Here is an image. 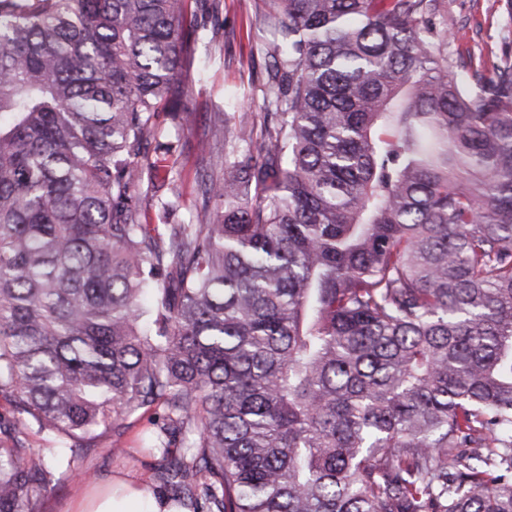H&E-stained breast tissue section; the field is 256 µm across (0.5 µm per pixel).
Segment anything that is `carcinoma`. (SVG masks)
<instances>
[{"label":"carcinoma","mask_w":512,"mask_h":512,"mask_svg":"<svg viewBox=\"0 0 512 512\" xmlns=\"http://www.w3.org/2000/svg\"><path fill=\"white\" fill-rule=\"evenodd\" d=\"M263 2L277 123L216 122L172 224L182 0H0V512L156 407L192 512H512V57L459 76L447 0Z\"/></svg>","instance_id":"cac0c4a2"}]
</instances>
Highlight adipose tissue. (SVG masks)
Wrapping results in <instances>:
<instances>
[{
  "label": "adipose tissue",
  "mask_w": 512,
  "mask_h": 512,
  "mask_svg": "<svg viewBox=\"0 0 512 512\" xmlns=\"http://www.w3.org/2000/svg\"><path fill=\"white\" fill-rule=\"evenodd\" d=\"M75 512H180L175 502L123 475L83 497Z\"/></svg>",
  "instance_id": "ef3b65f1"
}]
</instances>
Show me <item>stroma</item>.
<instances>
[{
    "instance_id": "1",
    "label": "stroma",
    "mask_w": 512,
    "mask_h": 512,
    "mask_svg": "<svg viewBox=\"0 0 512 512\" xmlns=\"http://www.w3.org/2000/svg\"><path fill=\"white\" fill-rule=\"evenodd\" d=\"M448 54L459 72L473 75L484 72L492 61L512 53V9L506 0H447ZM262 0H184L183 16L187 27H200L192 67L181 75L192 85L187 107L193 114L190 126L173 132L159 126L147 141L148 150L162 143L178 140L179 161L184 196L174 212L175 223L191 218L198 199L197 175L219 168L224 147L211 146L202 152L201 144L209 137L220 113L246 108L251 112L254 138H262L267 119L261 106V84L266 57L260 15ZM156 418L147 412L134 418L120 439L104 435L98 448L78 455L77 476L64 482H52L44 492L42 512H70L88 481L103 482L122 470L149 489H156L155 458L139 441L143 430L151 428ZM119 442L121 453H113L112 442Z\"/></svg>"
}]
</instances>
